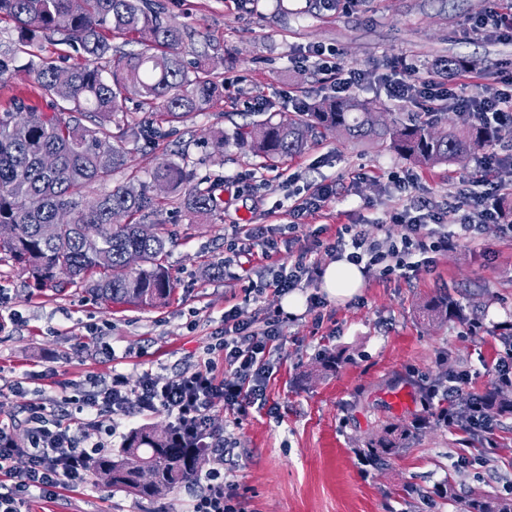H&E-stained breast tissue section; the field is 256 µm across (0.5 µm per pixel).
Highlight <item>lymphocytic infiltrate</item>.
<instances>
[{
	"label": "lymphocytic infiltrate",
	"instance_id": "lymphocytic-infiltrate-1",
	"mask_svg": "<svg viewBox=\"0 0 512 512\" xmlns=\"http://www.w3.org/2000/svg\"><path fill=\"white\" fill-rule=\"evenodd\" d=\"M295 67L312 66L324 75L334 94L349 96L361 86L362 71L325 59L323 49L295 58ZM398 77H383L388 95L394 99L418 102L424 106H443L450 112L464 114L478 122L492 121L512 125V90L491 84L472 89L477 79L475 67L459 63L456 82L444 78L418 80L408 76L405 60L394 61ZM512 164V154L489 153L479 161L475 180L481 191L478 212L464 216L460 231L441 224L429 203L414 200L401 211L398 222L405 228L400 242L371 238L363 230L350 226L337 231L328 251L347 253L349 261L360 265L364 273L389 275L399 270L412 272L422 267L421 255L456 248L461 233L474 225L502 219L501 183L491 180L492 171ZM313 249L301 247L294 263L272 270L266 288L277 294L298 290L312 283L320 273ZM281 321L279 316L261 319L245 315L234 307L224 313L222 362L199 361L193 372L162 378L143 371L136 380L124 374L112 375L110 381H93L61 398L56 413L46 407L28 408L24 418L25 441H17L11 424L0 422V512H22L34 496L57 497L64 489L85 486L90 480V463L107 446L113 430L103 427L104 416L150 415L167 413L173 419L178 438L188 447L208 448L212 465L204 473L205 491L195 512H237L235 487L224 479L225 442L223 431L216 429L209 411L213 398L220 397L227 408L247 415L256 406H264L265 381L277 352ZM468 376L455 373L430 386L423 413L416 422L424 428L437 418L460 427L468 434L492 440L496 423L487 415L482 398L466 392Z\"/></svg>",
	"mask_w": 512,
	"mask_h": 512
}]
</instances>
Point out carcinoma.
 Segmentation results:
<instances>
[{
	"mask_svg": "<svg viewBox=\"0 0 512 512\" xmlns=\"http://www.w3.org/2000/svg\"><path fill=\"white\" fill-rule=\"evenodd\" d=\"M14 21L23 53L31 56L40 40L67 33L85 54L82 64L60 68L50 60L28 62V71L53 111L28 120L24 104L0 113V224L15 225V235L0 240V261L25 268L41 288L62 290L55 270L68 267L70 285L83 287L113 304L157 306L170 300L173 281L166 263L167 238L160 229L141 236V222L154 214L156 198L149 186H121L102 195L87 212L79 198L107 182L125 167V129L130 126L123 102L141 98L149 116L138 134L149 140L159 134L155 117L173 123L205 111L224 98V82L208 66L206 56L190 55L180 26L162 16L152 0H0V18ZM141 45L120 55L104 35ZM111 64L103 75L98 61ZM90 121L93 127L85 122ZM448 122L440 135L436 127ZM112 123L115 131L107 128ZM342 129L349 136L373 142L423 165L466 158L498 137L497 128L451 117L446 112H409L381 119L372 102L355 98L321 100L284 124L272 118L237 129L235 137L260 156L276 160L299 153L319 134ZM57 157L54 170L40 158ZM167 193L184 194L190 213L218 208L209 190L183 191L184 166L165 159L151 172ZM141 256L132 269L126 257ZM486 409L512 413V400L502 391L486 396ZM388 440L369 443L372 462L396 453ZM201 448L179 446L172 427L132 432L118 453L91 462L92 473L114 487L139 497H159L191 480L202 461ZM469 512H512V499L478 492L467 501Z\"/></svg>",
	"mask_w": 512,
	"mask_h": 512,
	"instance_id": "carcinoma-1",
	"label": "carcinoma"
}]
</instances>
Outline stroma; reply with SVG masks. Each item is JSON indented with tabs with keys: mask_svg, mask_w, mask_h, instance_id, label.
I'll return each instance as SVG.
<instances>
[{
	"mask_svg": "<svg viewBox=\"0 0 512 512\" xmlns=\"http://www.w3.org/2000/svg\"><path fill=\"white\" fill-rule=\"evenodd\" d=\"M161 2L223 74L224 98L162 128L155 139L131 144L126 168L93 193L139 185L162 160L181 159L187 188L213 190L221 206L193 216L181 199L155 191L160 205L150 221L168 236L175 286L160 307L110 304L75 286L40 289L14 264L0 262V421L23 420V408L52 406L94 377L134 378L160 364L170 374L192 370L211 357L231 307L259 317L280 312L281 296L254 286L269 268L291 264L298 243L283 232L276 252L228 266L225 241L246 239L261 225L284 229L309 187L329 183L335 191L300 229L306 240L325 243L350 224L400 238L404 229L390 217L414 196L439 205L451 228L476 206L458 193L475 175L471 158L422 167L336 132L269 161L231 134L256 120L257 100H267V112L279 121L295 117V94L325 97L311 74L292 65L297 54L318 46L339 50L347 66L382 73L391 59L403 58L415 77H433L440 62L461 57L485 76L512 80V43L472 29L490 0ZM17 38L14 24L0 21V58H15L0 80V113L18 99L32 111H48L49 99L25 68L27 55L16 52ZM217 132L226 135L220 148ZM395 171L414 178L409 192L389 183ZM445 296L457 303L458 315L428 314L427 305ZM510 322L512 235L497 223L479 225L455 250L431 254L416 274L367 275L350 300L325 299L319 311L284 316L266 406L243 417L217 397L210 411L213 425L230 435L224 475L237 487L239 512H457L458 497L469 491L505 496L512 486L511 413L494 414L490 444L434 420L384 463L363 459L370 440L391 426L414 424L427 387L448 372L467 370V391L486 393V368L504 349L498 328ZM328 357L335 368L324 369ZM27 372L34 380L16 390ZM200 494L183 483L143 499L95 478L54 499L33 498L29 510L193 512Z\"/></svg>",
	"mask_w": 512,
	"mask_h": 512,
	"instance_id": "obj_1",
	"label": "stroma"
}]
</instances>
